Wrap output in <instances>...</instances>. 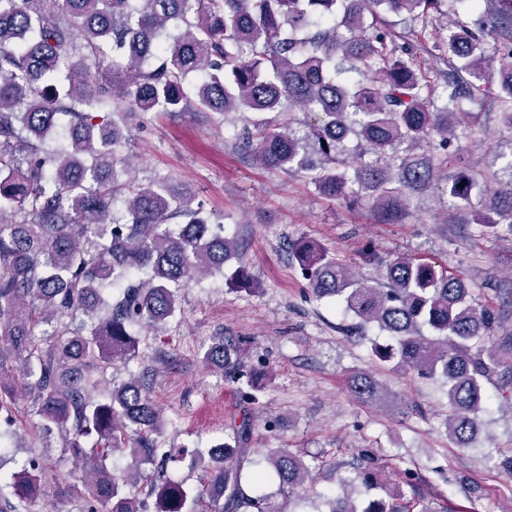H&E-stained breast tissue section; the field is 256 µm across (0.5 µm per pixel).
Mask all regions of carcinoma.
Masks as SVG:
<instances>
[{"label":"carcinoma","mask_w":512,"mask_h":512,"mask_svg":"<svg viewBox=\"0 0 512 512\" xmlns=\"http://www.w3.org/2000/svg\"><path fill=\"white\" fill-rule=\"evenodd\" d=\"M478 10L477 22L462 21ZM384 14L425 26L448 18L446 96L436 94L435 71L399 49ZM491 49L503 60L500 121L512 130V0H0V454L15 437L9 402L25 396L35 433H58L83 463L77 475H54L78 482L79 512H142L129 491L141 483L156 493V512H278L269 495L244 487L257 452L248 413L220 451L192 460L207 476L194 492L178 481L159 485L147 469L179 453L164 447L167 419L140 383L99 392L98 370L134 359L139 331L180 310V289L215 275L256 286L236 240L193 207L188 187L175 189L165 177L134 185L123 154L131 127L149 112H209L220 124L236 113L300 111L311 117L303 133L290 121L270 129L254 120L258 136L247 135L245 145L255 159L301 175L329 199L353 204L364 196L395 224L406 190L437 180L432 151L447 149L471 123L464 105ZM118 55L128 59L121 72L112 66ZM352 139L370 160L345 167ZM447 191L465 205L485 195L474 223L487 235H512V163L494 188L461 171ZM288 259L314 299L355 319V332L372 325L387 333L389 342L372 344L376 360L439 384L448 439L470 447L486 385L502 352L512 355V335L484 343L497 317L473 304L466 284L441 266L398 257L370 286L310 237L289 245ZM44 323L54 336L46 346L34 337ZM245 350L246 342L219 336L203 361L246 377ZM17 365L18 385L7 381ZM349 390L363 402L380 394L368 372L354 375ZM362 456L332 496L313 486L324 456L308 462L270 448L263 458L279 485L324 500L326 512H438L412 473L390 484L376 455ZM118 457L129 464L115 467ZM44 474L32 456L11 476L10 512H29Z\"/></svg>","instance_id":"obj_1"}]
</instances>
